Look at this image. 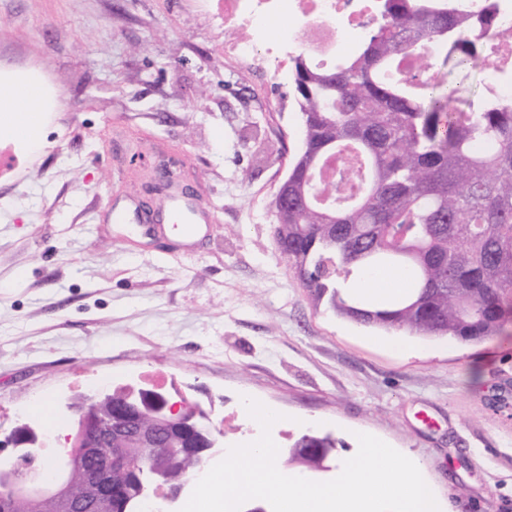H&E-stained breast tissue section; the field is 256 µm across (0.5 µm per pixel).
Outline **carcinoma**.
<instances>
[{
	"mask_svg": "<svg viewBox=\"0 0 512 512\" xmlns=\"http://www.w3.org/2000/svg\"><path fill=\"white\" fill-rule=\"evenodd\" d=\"M495 29L489 10L463 13L456 0H384L381 21L352 56L320 68L293 58L302 146L289 162L288 194L274 204L278 248L310 298L340 316L417 336L478 342L512 321V102L454 78L476 66ZM436 47L440 79L403 76L405 55ZM356 162L315 182L317 149ZM375 267L409 274V294L383 299L344 291ZM170 483L204 461L173 455L165 441L132 448L119 479L126 496L151 478Z\"/></svg>",
	"mask_w": 512,
	"mask_h": 512,
	"instance_id": "obj_1",
	"label": "carcinoma"
}]
</instances>
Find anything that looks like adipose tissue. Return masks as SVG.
I'll return each instance as SVG.
<instances>
[{"label":"adipose tissue","instance_id":"adipose-tissue-1","mask_svg":"<svg viewBox=\"0 0 512 512\" xmlns=\"http://www.w3.org/2000/svg\"><path fill=\"white\" fill-rule=\"evenodd\" d=\"M42 84L30 80H14L0 88V137L33 143L43 121ZM411 283L406 276L392 269H378L349 284L357 294L392 297L405 294Z\"/></svg>","mask_w":512,"mask_h":512}]
</instances>
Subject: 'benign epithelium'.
<instances>
[{"instance_id": "7a95c632", "label": "benign epithelium", "mask_w": 512, "mask_h": 512, "mask_svg": "<svg viewBox=\"0 0 512 512\" xmlns=\"http://www.w3.org/2000/svg\"><path fill=\"white\" fill-rule=\"evenodd\" d=\"M179 183V175L166 166L159 172L152 187L156 192ZM123 409L102 413L98 408L112 403V395L95 391L80 398H69L65 404L74 416L72 434L67 441L78 450H66L47 457L49 438L28 424L16 426L4 433L0 445L13 448L18 462L0 468V501L10 504H37L54 501L61 512H107L112 501L125 498L124 486L113 479L118 470L120 454L103 447L133 437L142 448L157 443V431L174 428L181 435L180 452L196 449L212 460L224 451V430L213 421L212 409L199 402L184 399L173 402L161 388L127 390ZM83 475L88 486L96 490L92 500L72 495V479ZM190 487L186 481L160 493L159 486L150 482L142 486L139 501L158 498L163 512H176L175 503Z\"/></svg>"}]
</instances>
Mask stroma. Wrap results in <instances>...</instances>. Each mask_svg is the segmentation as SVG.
<instances>
[{
    "mask_svg": "<svg viewBox=\"0 0 512 512\" xmlns=\"http://www.w3.org/2000/svg\"><path fill=\"white\" fill-rule=\"evenodd\" d=\"M219 0H0V78L50 98L34 145L0 139V426L24 415L64 448L71 395L164 386L214 406L224 444L256 430L249 395L283 413L284 451L331 435L338 476L374 435L418 462L451 512H512V325L479 343L420 338L314 307L273 239V199L301 145L288 69L224 55ZM217 223L112 221L161 164Z\"/></svg>",
    "mask_w": 512,
    "mask_h": 512,
    "instance_id": "1",
    "label": "stroma"
}]
</instances>
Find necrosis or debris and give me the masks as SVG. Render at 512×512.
<instances>
[{
	"label": "necrosis or debris",
	"mask_w": 512,
	"mask_h": 512,
	"mask_svg": "<svg viewBox=\"0 0 512 512\" xmlns=\"http://www.w3.org/2000/svg\"><path fill=\"white\" fill-rule=\"evenodd\" d=\"M383 0H223L224 54L254 66L259 60L286 65L293 50L316 63L334 64L356 50ZM489 82L497 96L512 101V39H491Z\"/></svg>",
	"instance_id": "4bbe7bcc"
}]
</instances>
